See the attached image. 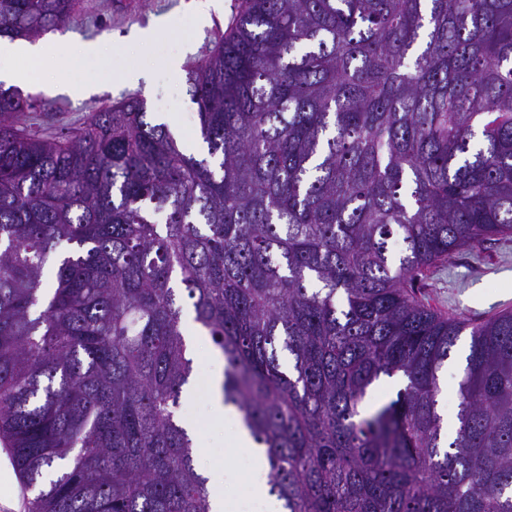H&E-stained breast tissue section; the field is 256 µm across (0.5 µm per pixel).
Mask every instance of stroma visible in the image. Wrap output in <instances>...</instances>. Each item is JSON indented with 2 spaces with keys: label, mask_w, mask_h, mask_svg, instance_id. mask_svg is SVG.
Listing matches in <instances>:
<instances>
[{
  "label": "stroma",
  "mask_w": 512,
  "mask_h": 512,
  "mask_svg": "<svg viewBox=\"0 0 512 512\" xmlns=\"http://www.w3.org/2000/svg\"><path fill=\"white\" fill-rule=\"evenodd\" d=\"M203 0H78L72 18L57 27V34L75 33L77 39L112 42L111 54L104 59L76 55L74 46L53 48L38 61L23 63L24 84L20 91L31 107L27 125L45 136L77 132L90 113L124 98L139 95L157 121L172 119L179 127L176 137L181 147L205 158L207 149L197 135V109L191 101L186 71L204 60L223 41L238 10L240 0H222L210 10L204 27H196L193 12ZM152 29L147 40H131L136 30ZM181 57L182 71L166 67L168 59ZM147 66V81L136 86L114 82L115 72L128 67ZM97 72L100 86L88 96L74 99L51 92L47 83L58 77L80 79L83 72ZM419 296L441 314L479 321L502 310L512 309V236L489 241L477 254L461 252L450 262L433 269ZM468 337H461L440 373L439 411L448 427H456L457 388ZM197 465H223L234 477L230 489L239 505L249 502L253 480L241 454L229 453L223 444L201 449Z\"/></svg>",
  "instance_id": "stroma-1"
}]
</instances>
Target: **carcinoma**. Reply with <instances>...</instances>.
I'll return each instance as SVG.
<instances>
[{"mask_svg":"<svg viewBox=\"0 0 512 512\" xmlns=\"http://www.w3.org/2000/svg\"><path fill=\"white\" fill-rule=\"evenodd\" d=\"M75 5L0 0V38ZM188 82L202 159L140 97L45 137L0 89V442L30 512H211L185 300L285 512H512V311L417 296L512 235V0H241ZM468 342V336H461L457 346L455 347L454 355L448 360V364L443 367L440 373L441 392L439 395V411L444 418L445 424L447 422L449 438L453 436L457 425V388L463 368V362L460 360V353H462V355L463 353L465 354Z\"/></svg>","mask_w":512,"mask_h":512,"instance_id":"obj_1","label":"carcinoma"}]
</instances>
